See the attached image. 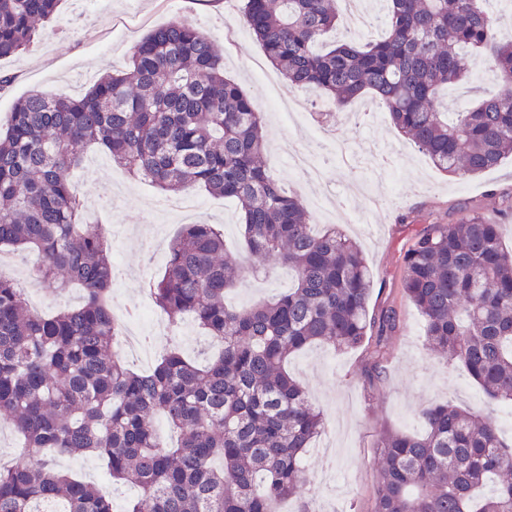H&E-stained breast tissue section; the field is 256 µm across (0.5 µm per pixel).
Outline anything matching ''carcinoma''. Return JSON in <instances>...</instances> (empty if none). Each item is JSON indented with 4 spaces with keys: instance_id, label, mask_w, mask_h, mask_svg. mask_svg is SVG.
Listing matches in <instances>:
<instances>
[{
    "instance_id": "1",
    "label": "carcinoma",
    "mask_w": 512,
    "mask_h": 512,
    "mask_svg": "<svg viewBox=\"0 0 512 512\" xmlns=\"http://www.w3.org/2000/svg\"><path fill=\"white\" fill-rule=\"evenodd\" d=\"M58 2L0 0V59L26 50ZM241 2L289 85L340 106L371 93L439 170L476 175L512 155V36L489 0H386L382 39L332 43L342 0ZM463 48L486 58L502 90L450 122L442 93L465 79ZM264 127L224 76L221 49L181 23L150 30L128 68L82 97L34 93L0 120V253L34 255V276L83 291L80 305L46 315L0 275V416L33 450L0 467V512H113L108 494L58 469L56 456L94 455L112 480L139 487L126 512H277L301 495L303 451L323 420L288 360L312 344L357 348L369 335L382 357L400 314L369 316L366 259L336 228L313 232L302 200L268 173ZM88 147L165 193L200 187L235 201L251 270L275 260L293 272L274 299L230 308L225 293L243 266L215 225L183 228L153 296L172 323L190 316L223 342L206 364L171 349L138 373L112 351L111 250L104 230L83 222L71 179ZM400 284L427 346L490 400L511 403L512 251L500 225L477 213L424 225L407 242ZM158 414L179 433L176 446L158 433ZM420 417L423 432L378 443L372 512H512V444L494 418L449 401Z\"/></svg>"
}]
</instances>
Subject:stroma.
Listing matches in <instances>:
<instances>
[{"instance_id":"stroma-1","label":"stroma","mask_w":512,"mask_h":512,"mask_svg":"<svg viewBox=\"0 0 512 512\" xmlns=\"http://www.w3.org/2000/svg\"><path fill=\"white\" fill-rule=\"evenodd\" d=\"M58 14L60 23L39 26L27 50L0 59V73L11 77L9 87L0 91V115L16 99L32 93L79 97L106 72L125 68L150 28L185 22L212 37L224 53L225 76L263 112L268 170L303 202L315 198V185L287 163L301 148V135L292 122L270 110L268 101L299 100L304 120L321 122L330 99L288 85L246 27L237 0H102L97 8L85 0H60ZM365 140L392 156V170L383 175L370 163L346 165L324 150L328 182L341 192L346 210L341 216L314 210L310 219L319 230L350 217L344 231L362 245L374 272L369 310L375 314L399 307L402 325L390 338L385 357H378L370 344L353 350L314 344L288 364L323 414L325 427L319 438L332 447L328 455L310 447L304 453L308 481L303 494L313 512H372L381 436L391 429L421 431L418 413L429 403L450 400L470 411L492 413L503 437L512 438V407L491 402L464 369L443 363L428 350L423 319L400 293L401 256L422 225L445 224L476 212L501 224L502 242L512 248V213L506 211L512 194V157L476 176L443 173L395 128L385 111L366 130L350 131L352 149H360ZM84 158L85 166L72 178L85 215L97 217L112 242L113 300L133 304L141 299L145 283L165 271L164 263H148V252L159 241L173 240L183 225L205 221L223 226L228 251L242 255L233 201L197 189L193 195L202 204L199 211L169 210L165 193L127 175L104 153L90 148ZM371 194L383 196L384 203L368 212L364 204ZM289 281L284 267L259 281L248 274L228 293L227 301L244 306L267 299L285 290Z\"/></svg>"}]
</instances>
